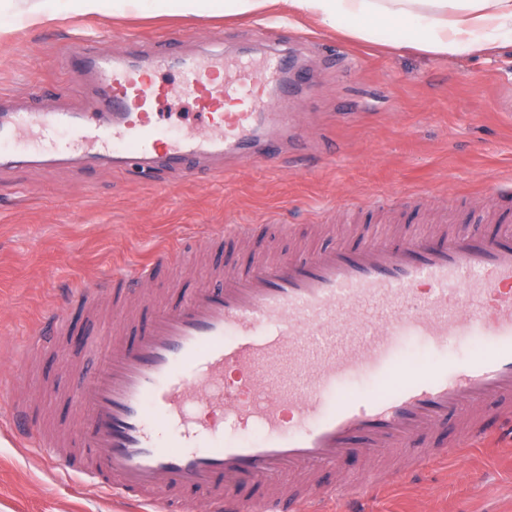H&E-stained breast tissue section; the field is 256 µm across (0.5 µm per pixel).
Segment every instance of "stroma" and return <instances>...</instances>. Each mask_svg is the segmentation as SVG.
Segmentation results:
<instances>
[{"instance_id":"stroma-1","label":"stroma","mask_w":512,"mask_h":512,"mask_svg":"<svg viewBox=\"0 0 512 512\" xmlns=\"http://www.w3.org/2000/svg\"><path fill=\"white\" fill-rule=\"evenodd\" d=\"M111 40H98L101 25ZM276 28L312 78L294 99L315 155L304 163L243 170L225 160L224 177L195 180L161 171L141 181L108 167L59 166L37 175L0 169V369L23 335L73 283L161 248L205 236L212 225L322 224L307 248L349 244L355 224L492 223L489 191L512 187V45L437 56L346 36L314 21L266 14L115 17L72 14L0 35V92L43 111L82 108V77L56 62L73 38L97 39L123 54L143 38L173 39L174 51L225 52L258 44ZM347 100L367 109L344 112ZM0 512H120L96 490L49 473L24 444L0 443ZM371 512H512V445L431 468L417 482L373 499Z\"/></svg>"}]
</instances>
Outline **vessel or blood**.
Returning <instances> with one entry per match:
<instances>
[{
  "label": "vessel or blood",
  "instance_id": "obj_1",
  "mask_svg": "<svg viewBox=\"0 0 512 512\" xmlns=\"http://www.w3.org/2000/svg\"><path fill=\"white\" fill-rule=\"evenodd\" d=\"M259 64L229 68L223 51L121 57L74 40L61 64L89 75L82 111L39 112L0 94V167L63 163L190 174L235 156L253 165L302 157L288 103L309 79L276 33ZM175 68L177 86L158 82ZM190 98L205 126L165 132L159 100ZM288 224L213 226L94 286L67 288L16 355L14 376L36 350L66 361L65 337L112 300L113 343L103 365L83 367L71 410L48 434L38 406L0 380L9 438L45 449L49 464L120 500L129 512H366L381 489L412 482L428 462L512 441V235L439 224L312 255L228 257L213 287L186 288L165 304L123 301L156 287L171 267L241 237L259 242ZM482 338L472 357L418 371L401 349ZM368 376L391 392H352ZM258 428L228 437L225 424Z\"/></svg>",
  "mask_w": 512,
  "mask_h": 512
}]
</instances>
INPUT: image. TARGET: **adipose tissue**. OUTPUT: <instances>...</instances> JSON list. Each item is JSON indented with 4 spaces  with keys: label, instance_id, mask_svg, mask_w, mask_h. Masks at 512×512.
I'll return each instance as SVG.
<instances>
[{
    "label": "adipose tissue",
    "instance_id": "1",
    "mask_svg": "<svg viewBox=\"0 0 512 512\" xmlns=\"http://www.w3.org/2000/svg\"><path fill=\"white\" fill-rule=\"evenodd\" d=\"M283 8L366 41L455 56L512 38V0H37L25 11L0 0V29L71 13L250 15Z\"/></svg>",
    "mask_w": 512,
    "mask_h": 512
}]
</instances>
